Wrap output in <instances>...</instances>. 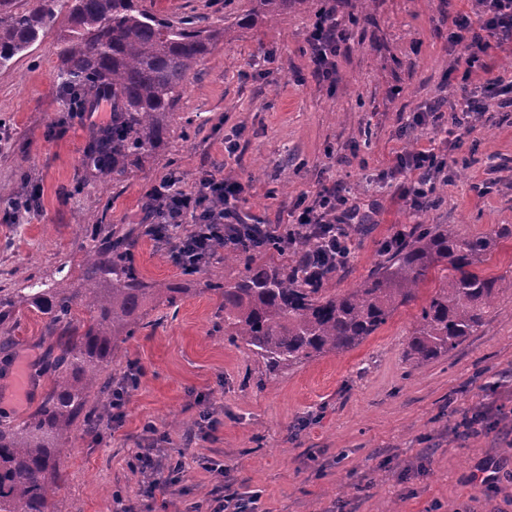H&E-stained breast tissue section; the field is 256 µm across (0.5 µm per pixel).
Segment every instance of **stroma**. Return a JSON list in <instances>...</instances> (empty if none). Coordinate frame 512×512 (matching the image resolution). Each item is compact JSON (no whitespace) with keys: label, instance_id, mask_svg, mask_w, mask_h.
Segmentation results:
<instances>
[{"label":"stroma","instance_id":"obj_1","mask_svg":"<svg viewBox=\"0 0 512 512\" xmlns=\"http://www.w3.org/2000/svg\"><path fill=\"white\" fill-rule=\"evenodd\" d=\"M174 17L198 15L232 27L190 75L165 144L122 176L86 163L89 143L111 118L68 112L56 74L66 14L27 55L0 69V288L23 287L31 275L62 288L81 285L84 257L109 230L128 233L146 279L187 283L171 308L149 302L135 336L119 341L113 378L141 374L124 415L100 435L74 433L62 458L60 512H211L216 486L256 494L255 512H512V290L487 324L448 357L414 366L406 344L415 317L442 277L434 269L415 302L401 307L373 336L259 384V365L245 347L224 339V313L206 285L235 267L212 260L183 274L140 227L145 192L169 173L192 188L203 172L245 186L244 212L287 222L318 181L351 188L366 225L355 227L349 266L333 288L355 287L380 260V245L416 224H453L465 235L512 224V109L493 107L477 120L436 203L413 214L395 185L382 184L407 143L445 142L429 127L406 129L418 106L451 98L454 64L448 30L474 0H314L254 26L240 20L250 0H145ZM332 10L348 39L333 83L311 73L308 32L317 9ZM272 52L268 74L261 56ZM235 142V154L224 150ZM36 194L34 211L14 218L16 197ZM0 336L13 357H28L23 403H14L13 372L0 374V419L20 421L51 387L43 364L56 342L34 306L20 304ZM218 417L216 431L186 444L200 411ZM494 421L489 434L464 435L463 417ZM167 438L164 461H183L174 492L144 493L134 459L145 423ZM503 463L497 483L485 470Z\"/></svg>","mask_w":512,"mask_h":512}]
</instances>
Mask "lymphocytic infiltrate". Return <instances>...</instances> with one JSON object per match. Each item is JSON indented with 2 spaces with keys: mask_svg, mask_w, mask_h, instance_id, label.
<instances>
[{
  "mask_svg": "<svg viewBox=\"0 0 512 512\" xmlns=\"http://www.w3.org/2000/svg\"><path fill=\"white\" fill-rule=\"evenodd\" d=\"M346 34L341 30L333 12L317 15L308 42L313 73L320 80H330L335 72L334 58L340 41ZM449 50H462L468 68L483 64L491 51H512V0H477L475 11L458 13L452 21L448 36ZM512 95V81L501 76L486 75L478 83L462 80L457 87V108L452 119L457 127L470 128L473 120L484 113L483 105L491 98ZM448 169V155L436 147H419L397 152L392 166L384 170L387 178L406 174L400 195L413 211L420 212L431 204L430 195L436 179ZM180 178L169 175L147 192L150 215L160 230L156 241L168 250L172 263L182 267L198 266L214 256L216 241L226 246L253 250L271 239L279 240L283 250L296 245L298 235L314 241L300 262L304 275L316 276L327 268H346L352 257L348 228L341 218L353 215L357 205L349 186L340 180L321 183L309 204H296L290 211V221L274 224L251 219L243 214L239 203L245 191L237 179L205 172L193 191L179 186ZM146 449L141 452L139 473L147 494L165 493L174 483L178 466L160 472L150 455L163 443L152 425L144 427Z\"/></svg>",
  "mask_w": 512,
  "mask_h": 512,
  "instance_id": "f902f5d3",
  "label": "lymphocytic infiltrate"
}]
</instances>
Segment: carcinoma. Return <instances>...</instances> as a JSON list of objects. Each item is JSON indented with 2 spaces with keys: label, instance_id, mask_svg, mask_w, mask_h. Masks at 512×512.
<instances>
[{
  "label": "carcinoma",
  "instance_id": "1",
  "mask_svg": "<svg viewBox=\"0 0 512 512\" xmlns=\"http://www.w3.org/2000/svg\"><path fill=\"white\" fill-rule=\"evenodd\" d=\"M250 2L257 22L308 0ZM63 8L69 26L59 40V86L81 112L91 95L112 98V119L87 153L95 169L122 175L161 147L190 74L229 28L189 15L174 21L142 0H33L22 10L0 0V68L26 54ZM511 237V224L478 236L462 235L454 224H416L399 245L382 251L370 275L341 293L309 287L296 273L294 254L285 262L259 261L255 252L220 240L215 251H224V265L243 271L207 287L222 299L224 340L246 347L265 374L275 376L359 346L414 302L429 271L441 265L447 275L421 306L407 343L409 359L424 365L474 335L499 295L512 289V279L479 269ZM83 280L82 288L48 284L26 294L47 316L49 331L61 326L67 338L50 354L53 381L43 406L18 424L0 420V512H57L63 446L77 418L90 429L94 414L83 410L91 392L105 387L100 376L115 341L135 335L148 300L174 306L186 292L144 279L127 238L111 234L88 252ZM80 307L94 312L86 326L75 316Z\"/></svg>",
  "mask_w": 512,
  "mask_h": 512
}]
</instances>
